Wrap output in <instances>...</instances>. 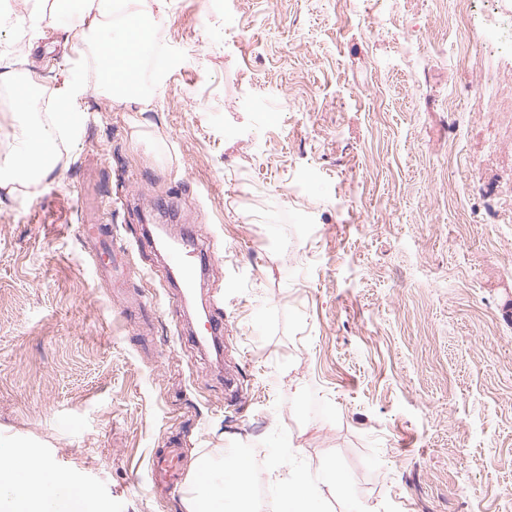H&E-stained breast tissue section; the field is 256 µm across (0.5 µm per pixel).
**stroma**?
<instances>
[{"mask_svg": "<svg viewBox=\"0 0 512 512\" xmlns=\"http://www.w3.org/2000/svg\"><path fill=\"white\" fill-rule=\"evenodd\" d=\"M0 0L37 114L83 86L33 192H0V448L108 512H187L153 449L345 472L316 512H512V0H142L164 60L115 104L76 15ZM127 246L106 281L91 214ZM209 250L179 305L152 227ZM224 316L222 355L191 338ZM233 375L238 394L224 393Z\"/></svg>", "mask_w": 512, "mask_h": 512, "instance_id": "stroma-1", "label": "stroma"}]
</instances>
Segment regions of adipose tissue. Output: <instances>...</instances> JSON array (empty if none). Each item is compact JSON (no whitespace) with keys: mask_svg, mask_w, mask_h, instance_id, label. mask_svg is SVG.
I'll use <instances>...</instances> for the list:
<instances>
[{"mask_svg":"<svg viewBox=\"0 0 512 512\" xmlns=\"http://www.w3.org/2000/svg\"><path fill=\"white\" fill-rule=\"evenodd\" d=\"M79 2L82 25L99 34L94 52L112 63L105 84L106 96L128 106L139 104V68L129 54V25L101 31L100 19L111 12L112 0ZM0 83L11 87L15 106L24 114L13 128L15 150L0 159V190L11 194L18 188L41 183L54 171L58 141L78 124L75 103L81 91L76 87L67 89L58 101L57 112L43 120L30 113L33 77L20 80L15 72L2 71ZM62 480V475L49 471L41 462L0 451V512H41L52 484ZM324 489L344 495L350 492L343 472L330 465L316 476L300 475L281 482L280 512H311V502Z\"/></svg>","mask_w":512,"mask_h":512,"instance_id":"ef3b65f1","label":"adipose tissue"}]
</instances>
